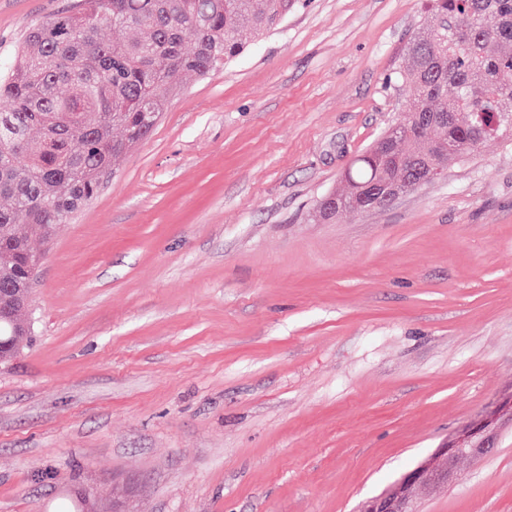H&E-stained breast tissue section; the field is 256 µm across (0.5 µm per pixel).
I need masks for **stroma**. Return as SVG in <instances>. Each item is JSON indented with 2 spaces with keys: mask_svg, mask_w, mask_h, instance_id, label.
I'll return each mask as SVG.
<instances>
[{
  "mask_svg": "<svg viewBox=\"0 0 512 512\" xmlns=\"http://www.w3.org/2000/svg\"><path fill=\"white\" fill-rule=\"evenodd\" d=\"M75 0H0V63ZM425 0H308L187 77L34 243L0 364V512H359L444 445L416 512H512V144L334 221L401 116ZM0 307L15 315L14 323L9 319L0 320V344H4V350L0 355V363L2 364L10 361L27 345L30 335H22L24 331L20 324L22 320H26L30 309L24 312L19 307L18 297L10 294L0 296Z\"/></svg>",
  "mask_w": 512,
  "mask_h": 512,
  "instance_id": "1",
  "label": "stroma"
}]
</instances>
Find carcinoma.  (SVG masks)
Here are the masks:
<instances>
[{"label":"carcinoma","mask_w":512,"mask_h":512,"mask_svg":"<svg viewBox=\"0 0 512 512\" xmlns=\"http://www.w3.org/2000/svg\"><path fill=\"white\" fill-rule=\"evenodd\" d=\"M295 0H78L32 26L0 77V283L36 278L31 240L56 229L99 191L126 143L146 138L152 114L189 75L206 77L241 55ZM400 71L411 92L395 143L401 167L364 155L351 187L404 177L436 180L473 156V112L512 114V0H429ZM112 33L102 37L103 30ZM192 36L186 47V36ZM0 361L28 341V312L0 296Z\"/></svg>","instance_id":"cac0c4a2"}]
</instances>
